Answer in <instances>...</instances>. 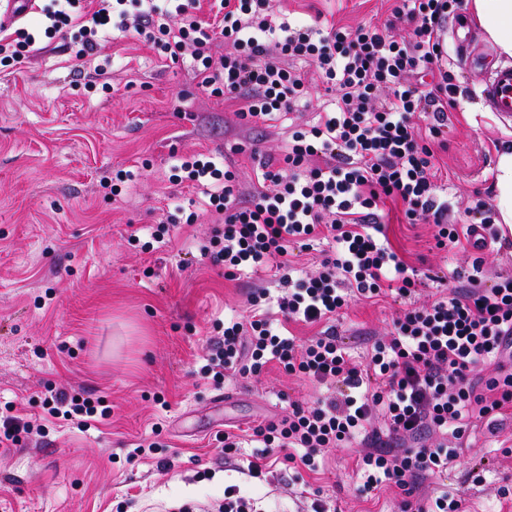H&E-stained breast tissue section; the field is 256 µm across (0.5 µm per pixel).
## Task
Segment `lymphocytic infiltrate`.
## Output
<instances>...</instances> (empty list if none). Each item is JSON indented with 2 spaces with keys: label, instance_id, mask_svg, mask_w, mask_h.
<instances>
[{
  "label": "lymphocytic infiltrate",
  "instance_id": "1",
  "mask_svg": "<svg viewBox=\"0 0 512 512\" xmlns=\"http://www.w3.org/2000/svg\"><path fill=\"white\" fill-rule=\"evenodd\" d=\"M128 2L50 0L44 34L78 28L82 60L111 28L134 29L166 60H191L198 87L235 104L247 129L275 127L307 105L313 83L333 96L312 124L289 129L282 154L254 155L258 186L249 203L232 168L204 156L179 168L208 196L217 226L199 249L202 261L223 267L228 280L272 270L282 288L277 296L253 289L249 314L225 321L204 378L217 386L229 376L256 379L274 363L328 389L313 403L289 402L279 419L245 434L217 433L218 448L229 457L255 444L248 478L267 481L268 460L276 458L309 494L311 512H333L322 488L306 485L303 475L318 472L327 449L358 443V492L389 485L399 512H468L465 499L448 492L420 494L422 480L459 456L450 442L466 438L472 419L494 430L512 416V276L488 286L480 277L486 245L503 235L482 198L466 209V223H449L436 185L457 94L440 31L463 0H394L393 22L410 29L403 40L385 26L292 25L272 0H218L223 15L210 24L181 4L166 11L157 0H138L132 14ZM390 203L407 223L432 225L436 249L467 245L476 255L466 285L403 309L358 360L339 337L343 310L353 301L409 297L422 283L384 237ZM314 246L322 249L317 271L300 273L289 249ZM290 323L319 332L300 344L283 331ZM42 405L49 416L83 426L98 417L97 400L82 392L49 389Z\"/></svg>",
  "mask_w": 512,
  "mask_h": 512
}]
</instances>
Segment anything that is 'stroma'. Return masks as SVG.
<instances>
[{
  "label": "stroma",
  "mask_w": 512,
  "mask_h": 512,
  "mask_svg": "<svg viewBox=\"0 0 512 512\" xmlns=\"http://www.w3.org/2000/svg\"><path fill=\"white\" fill-rule=\"evenodd\" d=\"M290 23L321 15L327 25H382L388 0H277ZM40 11L20 20L36 42L0 65V407L44 417L46 387L84 391L110 415L80 426L47 419L44 436L0 451V512H169L170 506L215 503L227 485L261 499L265 512H307L294 492L250 482L245 457L228 461L216 432L275 419L289 400L314 401L324 388L269 368L260 381L226 379L215 387L200 372L224 320L245 315L251 287L278 294L268 274L228 280L197 263L195 238L205 221L187 225L198 193L171 181L179 158L210 155L235 165L250 187L252 150L281 146L280 129L248 130L233 108L197 86L192 66L158 59L150 43L116 38L78 61L77 30L45 38ZM112 73L111 89L88 84L95 66ZM459 94L448 114V148L440 154L438 194L448 217L463 218L475 194L494 197L502 142L512 121L486 112L478 77L457 70ZM126 171L120 195L102 177ZM178 227L169 244H153L160 221ZM386 234L406 262L423 273L467 272V256L436 250L432 229L385 217ZM138 241H129L130 233ZM400 305L392 299L352 305L344 341L363 355L389 329ZM160 430V448L138 456L136 443ZM470 446L423 492L447 487L470 512H512V421L498 433L475 423ZM166 460L159 469L158 460ZM336 500L337 512H397L396 494H356L347 451L329 450L310 476Z\"/></svg>",
  "instance_id": "35a3bbf8"
}]
</instances>
